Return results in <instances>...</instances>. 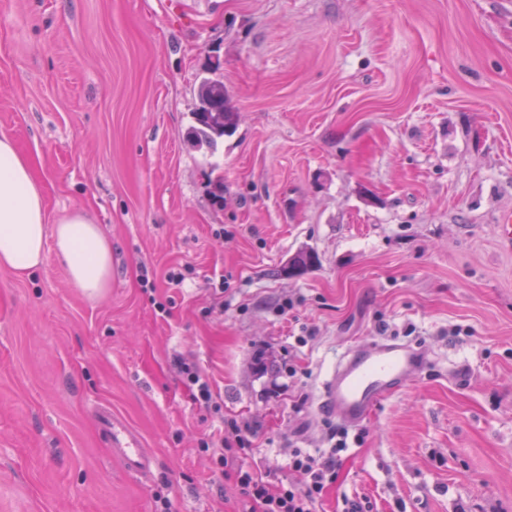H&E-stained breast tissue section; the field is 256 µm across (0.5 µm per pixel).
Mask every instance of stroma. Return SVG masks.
Returning a JSON list of instances; mask_svg holds the SVG:
<instances>
[{
  "label": "stroma",
  "mask_w": 512,
  "mask_h": 512,
  "mask_svg": "<svg viewBox=\"0 0 512 512\" xmlns=\"http://www.w3.org/2000/svg\"><path fill=\"white\" fill-rule=\"evenodd\" d=\"M204 76L239 112L214 152L186 139ZM0 134L49 224L112 243L100 296L51 248L0 269V512H237L175 357L296 482L289 449L332 446L322 381L382 337L430 363L348 428L321 512H512V0H0ZM95 422L128 473L147 476L152 472L154 458L144 449L142 438L121 417L112 414V409H99Z\"/></svg>",
  "instance_id": "35a3bbf8"
}]
</instances>
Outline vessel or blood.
Masks as SVG:
<instances>
[{
	"instance_id": "vessel-or-blood-1",
	"label": "vessel or blood",
	"mask_w": 512,
	"mask_h": 512,
	"mask_svg": "<svg viewBox=\"0 0 512 512\" xmlns=\"http://www.w3.org/2000/svg\"><path fill=\"white\" fill-rule=\"evenodd\" d=\"M426 359L423 350L396 340L379 339L347 349L322 384L321 402L336 419L359 424L382 400L418 375ZM95 422L128 473L146 476L152 472L153 456L121 417L101 409Z\"/></svg>"
}]
</instances>
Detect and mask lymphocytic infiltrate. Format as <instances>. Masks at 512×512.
<instances>
[{
	"label": "lymphocytic infiltrate",
	"instance_id": "f902f5d3",
	"mask_svg": "<svg viewBox=\"0 0 512 512\" xmlns=\"http://www.w3.org/2000/svg\"><path fill=\"white\" fill-rule=\"evenodd\" d=\"M182 382L192 400L210 415L222 416L210 380L189 358L177 361ZM229 435H211L201 447L208 453L213 474L233 481L240 492L238 512H316L327 488L336 478L337 457L346 446L345 432H338L337 441L325 452L313 454L293 449L289 457L291 470L304 477L303 483H273L240 465L242 455L249 451L247 426L230 422Z\"/></svg>",
	"mask_w": 512,
	"mask_h": 512
}]
</instances>
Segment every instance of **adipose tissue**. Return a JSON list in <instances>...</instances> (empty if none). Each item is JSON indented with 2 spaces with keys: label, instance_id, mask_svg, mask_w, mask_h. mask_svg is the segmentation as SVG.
Returning <instances> with one entry per match:
<instances>
[{
  "label": "adipose tissue",
  "instance_id": "1",
  "mask_svg": "<svg viewBox=\"0 0 512 512\" xmlns=\"http://www.w3.org/2000/svg\"><path fill=\"white\" fill-rule=\"evenodd\" d=\"M50 242L76 287L104 293L112 274L110 241L80 210L48 227L41 184L14 141L0 135V268L20 276L41 268Z\"/></svg>",
  "mask_w": 512,
  "mask_h": 512
}]
</instances>
